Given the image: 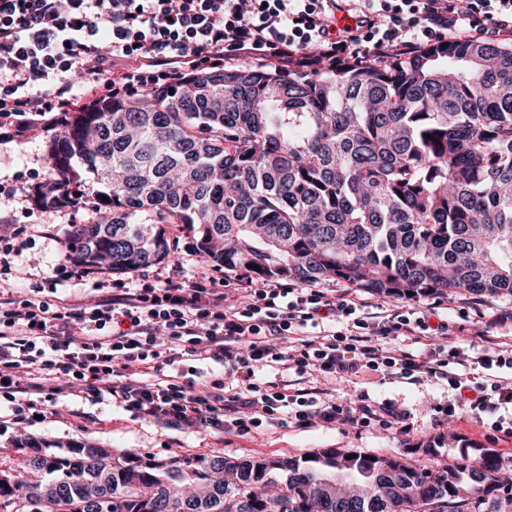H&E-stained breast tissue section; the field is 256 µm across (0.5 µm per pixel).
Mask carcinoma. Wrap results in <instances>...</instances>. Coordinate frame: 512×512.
Masks as SVG:
<instances>
[{
	"instance_id": "cac0c4a2",
	"label": "carcinoma",
	"mask_w": 512,
	"mask_h": 512,
	"mask_svg": "<svg viewBox=\"0 0 512 512\" xmlns=\"http://www.w3.org/2000/svg\"><path fill=\"white\" fill-rule=\"evenodd\" d=\"M47 156L58 196L91 189V216L64 240L78 266L161 262V225L180 224L213 266L260 281L512 296V46L210 71L78 113ZM500 463L487 448L438 467L334 449L155 462L36 448L24 474L0 472V512H86L92 497L97 512H512Z\"/></svg>"
}]
</instances>
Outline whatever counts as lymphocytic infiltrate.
<instances>
[{"mask_svg":"<svg viewBox=\"0 0 512 512\" xmlns=\"http://www.w3.org/2000/svg\"><path fill=\"white\" fill-rule=\"evenodd\" d=\"M345 3L354 20L336 39ZM481 18L512 34V0H0V142L246 58L300 74L368 54L397 64ZM76 69L78 89L68 78ZM240 279L231 292L204 276L91 304L0 299V431L59 416L60 398L82 395L115 402L136 419L217 436L243 437L278 418L298 428L376 421L398 433L411 429L406 412L365 392L339 402L316 387L256 380L257 369L275 365L300 378L350 381L383 371L412 383L443 379L456 395L437 405L438 414L466 407L512 437V418L501 414L512 405L503 376L512 371V348L466 359L484 372L469 385L448 372L463 356L445 322L371 316L344 295ZM336 316L352 327L325 329ZM430 329L437 342L419 356L378 343ZM186 360L220 365L224 374L197 384L175 369ZM229 377L239 382L231 394Z\"/></svg>","mask_w":512,"mask_h":512,"instance_id":"obj_1","label":"lymphocytic infiltrate"}]
</instances>
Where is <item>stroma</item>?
Returning <instances> with one entry per match:
<instances>
[{"label": "stroma", "instance_id": "obj_1", "mask_svg": "<svg viewBox=\"0 0 512 512\" xmlns=\"http://www.w3.org/2000/svg\"><path fill=\"white\" fill-rule=\"evenodd\" d=\"M50 135L37 130L17 143L0 146V183L16 187L15 197L0 200V211L13 214L10 224L0 223V293L17 300L61 299L93 303L111 294L112 286L128 288L163 286L168 280L192 282L202 275L223 277V270L204 261L197 253L192 237L179 225H166L165 231L172 254L165 261L130 273H115L102 268L92 278L74 274L64 260V234L72 224L83 223L86 211L58 209L47 212L31 210L22 193L23 187L48 178L50 166L45 145ZM24 239L28 247L17 251L16 239ZM328 293L349 294L369 305L372 311H410L435 305L447 318L457 345L483 350L486 339L497 343L512 341V328H493V321L512 314V296H489L462 292L454 295H429L412 301L376 294L352 287L334 279L321 283ZM321 388L349 402L365 391L372 397L394 403L405 409L412 426L410 434L384 429L379 423L367 426L339 425L333 428H283L266 424L246 437L225 436L218 439L205 433L165 429L154 423L132 419L126 411L112 403L83 401L79 404L84 419H50L40 424L16 426L0 436V472L18 473L26 451L16 449L15 439L34 438L50 452L64 455L78 446H94L112 454H130L167 461L175 457L222 455L228 458L302 457L325 449L338 448L367 454H397L410 461L430 464L452 463L477 448H491L503 458H512V437L498 438L489 423L470 416L446 419L434 410L435 404L446 402L452 389L446 381L426 379L410 384L375 372L351 382L321 380ZM435 440L436 453L425 457L419 448Z\"/></svg>", "mask_w": 512, "mask_h": 512}]
</instances>
